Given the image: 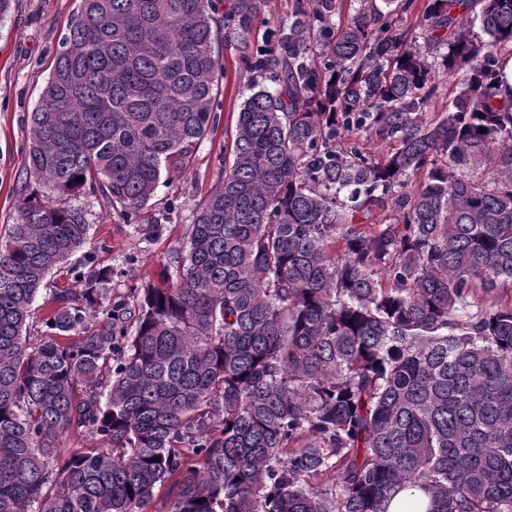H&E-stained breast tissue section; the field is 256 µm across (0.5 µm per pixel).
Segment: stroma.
<instances>
[{"label": "stroma", "instance_id": "stroma-1", "mask_svg": "<svg viewBox=\"0 0 512 512\" xmlns=\"http://www.w3.org/2000/svg\"><path fill=\"white\" fill-rule=\"evenodd\" d=\"M81 0H11L0 21V235H6L17 215L19 194L26 180L28 114L37 104L53 69L56 51L78 15ZM216 50L224 66L218 90L213 131L197 146L181 173L163 176L151 200L135 216L108 208L94 196L71 198L90 224L84 254L95 265L111 270L113 295L129 297L131 289L155 278L162 264L174 256L188 238L197 208L221 184L224 165L231 159L240 106L248 94L251 74L237 39L219 41ZM143 224L158 225L151 236L141 234ZM84 254L55 268L34 303L30 336H38L39 319L49 309L55 291L77 287Z\"/></svg>", "mask_w": 512, "mask_h": 512}]
</instances>
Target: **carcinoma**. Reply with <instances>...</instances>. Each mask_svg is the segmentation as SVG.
I'll return each mask as SVG.
<instances>
[{
    "label": "carcinoma",
    "instance_id": "cac0c4a2",
    "mask_svg": "<svg viewBox=\"0 0 512 512\" xmlns=\"http://www.w3.org/2000/svg\"><path fill=\"white\" fill-rule=\"evenodd\" d=\"M424 2L293 0L246 55L231 165L158 283L131 305L80 272L32 342L88 240L62 199L131 216L182 171L215 123L220 32L247 40L264 8L82 0L0 238V512H144L160 491L168 512H388L403 492L406 512H512V0ZM438 65L462 78L425 124Z\"/></svg>",
    "mask_w": 512,
    "mask_h": 512
}]
</instances>
